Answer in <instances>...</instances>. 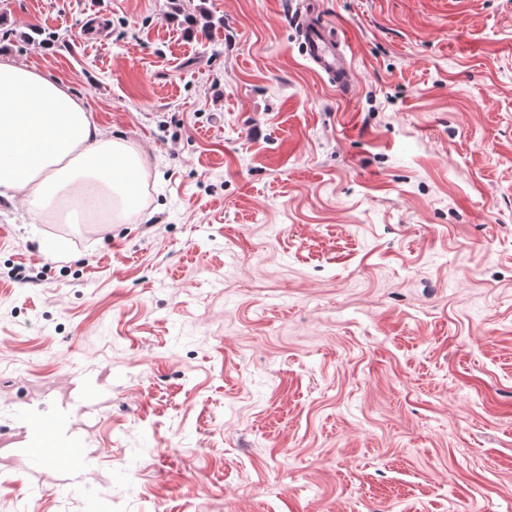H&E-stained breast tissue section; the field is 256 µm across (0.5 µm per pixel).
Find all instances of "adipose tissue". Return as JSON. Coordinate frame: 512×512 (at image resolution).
<instances>
[{"mask_svg":"<svg viewBox=\"0 0 512 512\" xmlns=\"http://www.w3.org/2000/svg\"><path fill=\"white\" fill-rule=\"evenodd\" d=\"M141 168L124 140L100 136L65 84L0 58V197L22 195L57 223L80 211L108 219L113 205H132L126 182Z\"/></svg>","mask_w":512,"mask_h":512,"instance_id":"adipose-tissue-1","label":"adipose tissue"}]
</instances>
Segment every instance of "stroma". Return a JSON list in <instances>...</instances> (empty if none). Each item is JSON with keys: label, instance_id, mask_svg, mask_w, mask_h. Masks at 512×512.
<instances>
[{"label": "stroma", "instance_id": "stroma-1", "mask_svg": "<svg viewBox=\"0 0 512 512\" xmlns=\"http://www.w3.org/2000/svg\"><path fill=\"white\" fill-rule=\"evenodd\" d=\"M312 2L349 95L302 0H0L145 160L94 230L0 197V512H512V0ZM303 54L314 69L325 75L341 93H346L352 83L353 68L338 35L314 12L305 9L294 18ZM30 436L40 438L36 444L39 448H26L27 452L37 449L38 457L40 460H49L57 457L61 453H65L73 458H78L83 454L78 441L71 440L66 444V448H58V446L45 438L46 424L41 423L39 420H32L29 424Z\"/></svg>", "mask_w": 512, "mask_h": 512}]
</instances>
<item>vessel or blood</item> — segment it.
I'll use <instances>...</instances> for the list:
<instances>
[{"mask_svg": "<svg viewBox=\"0 0 512 512\" xmlns=\"http://www.w3.org/2000/svg\"><path fill=\"white\" fill-rule=\"evenodd\" d=\"M294 26L300 39L302 51L314 69L325 75L339 92H347L352 83L353 68L338 35L332 33L329 26L314 11L298 12ZM31 436L37 437L38 457L42 460L55 458L59 453H66L77 458L83 453L78 441L72 440L65 448L47 440L46 426L39 420L29 424Z\"/></svg>", "mask_w": 512, "mask_h": 512, "instance_id": "1", "label": "vessel or blood"}]
</instances>
